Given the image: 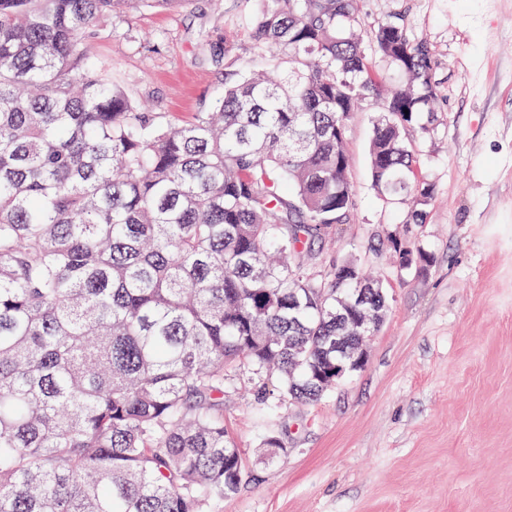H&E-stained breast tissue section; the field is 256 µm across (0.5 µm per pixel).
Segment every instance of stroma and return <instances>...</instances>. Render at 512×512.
I'll return each instance as SVG.
<instances>
[{
	"label": "stroma",
	"mask_w": 512,
	"mask_h": 512,
	"mask_svg": "<svg viewBox=\"0 0 512 512\" xmlns=\"http://www.w3.org/2000/svg\"><path fill=\"white\" fill-rule=\"evenodd\" d=\"M255 0H189L93 20L95 58L148 112L188 120L224 94L207 40L251 55ZM358 22L402 18L426 41L442 90L433 129L410 137L434 186L424 223L380 197L369 145L378 108L349 121L356 210L316 241V268L353 260L380 274L389 312L360 369L316 403L258 405L250 382L224 425L250 478L206 512H512V0H357ZM426 253L398 267L392 242ZM288 447L261 462L262 443Z\"/></svg>",
	"instance_id": "obj_1"
}]
</instances>
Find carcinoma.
<instances>
[{
  "instance_id": "cac0c4a2",
  "label": "carcinoma",
  "mask_w": 512,
  "mask_h": 512,
  "mask_svg": "<svg viewBox=\"0 0 512 512\" xmlns=\"http://www.w3.org/2000/svg\"><path fill=\"white\" fill-rule=\"evenodd\" d=\"M184 2L0 0V512H205L247 480L224 429L236 379L285 410L336 384V340L361 354L388 312L358 264L314 271L315 240L354 211L355 102L382 103L378 193L413 196L408 224L432 200L407 140L441 91L401 18L367 37L355 0H262L253 49L278 79L236 68L226 34L208 43L224 96L173 121L92 61L87 28ZM346 266L372 285L365 330L336 321Z\"/></svg>"
}]
</instances>
